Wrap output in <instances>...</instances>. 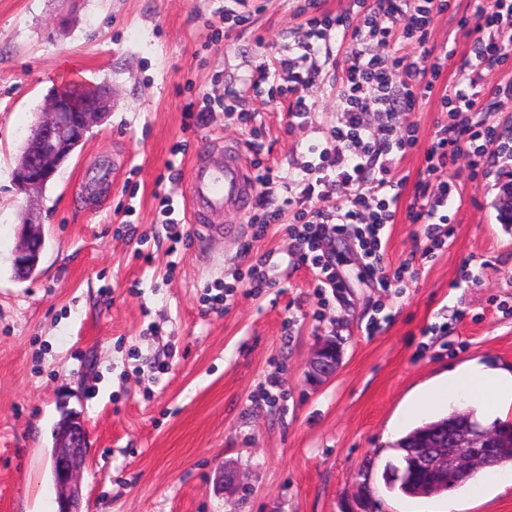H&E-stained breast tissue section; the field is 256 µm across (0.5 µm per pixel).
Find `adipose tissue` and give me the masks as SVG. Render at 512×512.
Returning <instances> with one entry per match:
<instances>
[{
    "label": "adipose tissue",
    "mask_w": 512,
    "mask_h": 512,
    "mask_svg": "<svg viewBox=\"0 0 512 512\" xmlns=\"http://www.w3.org/2000/svg\"><path fill=\"white\" fill-rule=\"evenodd\" d=\"M453 402L474 408L484 419L502 413L512 407V373L470 362L420 391L408 412L423 415Z\"/></svg>",
    "instance_id": "adipose-tissue-1"
}]
</instances>
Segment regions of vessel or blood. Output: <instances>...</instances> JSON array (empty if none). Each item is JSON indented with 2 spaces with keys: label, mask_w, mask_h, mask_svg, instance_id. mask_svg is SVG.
<instances>
[{
  "label": "vessel or blood",
  "mask_w": 512,
  "mask_h": 512,
  "mask_svg": "<svg viewBox=\"0 0 512 512\" xmlns=\"http://www.w3.org/2000/svg\"><path fill=\"white\" fill-rule=\"evenodd\" d=\"M257 184L232 143L214 141L198 152L188 178L190 220L206 233L218 232L215 219L228 211L247 214Z\"/></svg>",
  "instance_id": "obj_1"
}]
</instances>
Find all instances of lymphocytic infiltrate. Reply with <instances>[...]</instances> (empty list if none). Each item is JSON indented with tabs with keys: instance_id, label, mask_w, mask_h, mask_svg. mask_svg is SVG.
I'll return each instance as SVG.
<instances>
[{
	"instance_id": "f902f5d3",
	"label": "lymphocytic infiltrate",
	"mask_w": 512,
	"mask_h": 512,
	"mask_svg": "<svg viewBox=\"0 0 512 512\" xmlns=\"http://www.w3.org/2000/svg\"><path fill=\"white\" fill-rule=\"evenodd\" d=\"M453 0H351L349 8L329 15L319 0H304L300 14L306 31L297 50L278 59L259 79L288 98V124H303L313 105L306 93L314 82L316 59L329 52L333 40L347 44L346 65L336 83L338 118L323 140L310 144L298 184L300 199H327L345 188V204L316 210L296 209L290 222L282 210L258 209L249 219L254 238L269 225L286 223L294 264L314 270L322 288H339L334 264L325 246L350 234L364 259L382 261L381 234L395 223L398 163L416 147L415 125H399L400 113L436 98L440 116L424 152L410 223L423 227L428 242L423 258L434 257L446 243L443 211L457 188L447 171L461 154L471 158L474 177H488L491 162L512 157V139H502L484 114L493 100L512 99V80L485 86L488 73L512 64V0H481L475 15H461L457 27L472 41L476 64L462 72L463 87L437 92L447 57L428 49L435 16L448 13Z\"/></svg>"
}]
</instances>
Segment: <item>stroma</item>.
Masks as SVG:
<instances>
[{
  "label": "stroma",
  "instance_id": "1",
  "mask_svg": "<svg viewBox=\"0 0 512 512\" xmlns=\"http://www.w3.org/2000/svg\"><path fill=\"white\" fill-rule=\"evenodd\" d=\"M301 3L249 0L250 24L228 36L224 0H0V512H55L63 406L80 411L89 439L83 512H512V484L411 498L381 478L389 428L420 389L471 361L512 372V224L495 179L473 178L464 154L450 166L460 197L434 258L421 256V225L384 228V269L414 260L401 287L367 277L349 238L331 246L342 281L332 290L288 265L284 225L257 240L230 213L213 239L190 222L191 161L211 140L296 179L307 145L335 125L343 56L320 62L304 125L289 127L287 97L249 88L295 48ZM429 44L449 53L444 81L455 84L467 51L450 16L435 19ZM69 80L109 86L112 110L44 191L19 193L21 146L51 86ZM233 88L246 92L253 129L224 114ZM205 97V121L185 125L186 105ZM437 118L423 101L398 119L420 135L400 163L401 206ZM165 196L189 248L167 235ZM27 218L45 250L39 274L18 282ZM263 256L274 284L256 294L239 274ZM231 282L226 304H211ZM331 332L343 362L316 386L306 361ZM224 463L237 473L226 489Z\"/></svg>",
  "mask_w": 512,
  "mask_h": 512
}]
</instances>
